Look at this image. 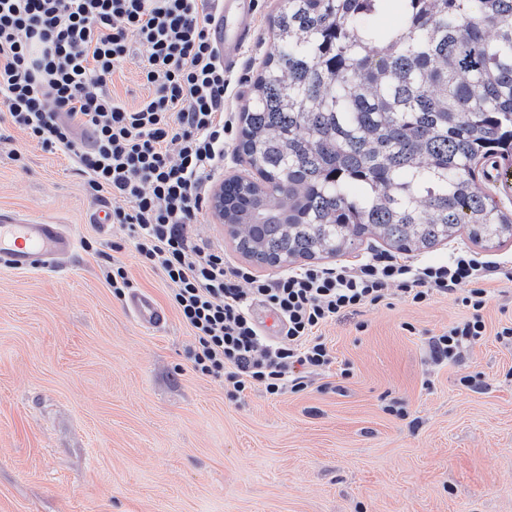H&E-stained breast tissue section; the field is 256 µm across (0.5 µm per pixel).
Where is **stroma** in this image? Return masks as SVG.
<instances>
[{
  "mask_svg": "<svg viewBox=\"0 0 512 512\" xmlns=\"http://www.w3.org/2000/svg\"><path fill=\"white\" fill-rule=\"evenodd\" d=\"M255 5L227 75L224 109L237 115L273 48L277 0ZM24 142L0 143V208L68 225L78 245L51 273L0 267V512H512V346L493 336L512 322V283H495L489 334L455 363L433 361L428 339L466 309L394 295L322 328L335 361L306 390L232 400L194 371L162 273L123 226L92 224L107 201ZM193 234L277 272L247 261L210 211ZM115 262L167 309L163 331L113 295L103 272Z\"/></svg>",
  "mask_w": 512,
  "mask_h": 512,
  "instance_id": "35a3bbf8",
  "label": "stroma"
}]
</instances>
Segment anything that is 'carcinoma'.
I'll list each match as a JSON object with an SVG mask.
<instances>
[{
  "mask_svg": "<svg viewBox=\"0 0 512 512\" xmlns=\"http://www.w3.org/2000/svg\"><path fill=\"white\" fill-rule=\"evenodd\" d=\"M279 0L273 49L242 111L259 175L224 184L257 260L334 257L369 237L494 247L512 214L479 167L512 163V0Z\"/></svg>",
  "mask_w": 512,
  "mask_h": 512,
  "instance_id": "obj_1",
  "label": "carcinoma"
}]
</instances>
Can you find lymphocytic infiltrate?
Here are the masks:
<instances>
[{
    "label": "lymphocytic infiltrate",
    "instance_id": "1",
    "mask_svg": "<svg viewBox=\"0 0 512 512\" xmlns=\"http://www.w3.org/2000/svg\"><path fill=\"white\" fill-rule=\"evenodd\" d=\"M217 0H0V140L12 130L70 161L86 192L112 203L113 223L143 264L160 270L190 329L194 371L230 398L304 391L333 362L328 323L399 294L414 304L453 297L467 316L428 345L455 362L484 341L487 281L512 282V263L462 246L436 263L373 253L354 265H307L269 278L194 239L192 224L234 121L224 113V63L210 33ZM136 62L142 93L126 103L114 73ZM276 313L266 336L254 305Z\"/></svg>",
    "mask_w": 512,
    "mask_h": 512
}]
</instances>
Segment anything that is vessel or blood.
<instances>
[{
    "label": "vessel or blood",
    "mask_w": 512,
    "mask_h": 512,
    "mask_svg": "<svg viewBox=\"0 0 512 512\" xmlns=\"http://www.w3.org/2000/svg\"><path fill=\"white\" fill-rule=\"evenodd\" d=\"M254 0H220L212 15L211 33L224 59L225 70H233L242 47L251 39L254 28ZM77 246L70 229L50 224L30 213L0 209V265L16 272L41 267L58 268ZM125 306L136 322L148 331L163 330L168 317L147 292L130 291Z\"/></svg>",
    "instance_id": "b4317fda"
}]
</instances>
